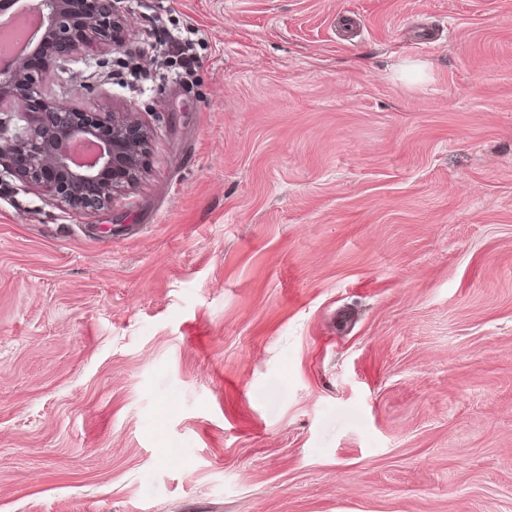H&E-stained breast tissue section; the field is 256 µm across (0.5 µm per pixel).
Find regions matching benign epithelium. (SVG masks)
<instances>
[{"label": "benign epithelium", "instance_id": "1", "mask_svg": "<svg viewBox=\"0 0 512 512\" xmlns=\"http://www.w3.org/2000/svg\"><path fill=\"white\" fill-rule=\"evenodd\" d=\"M72 2L36 0L40 29L9 65L0 66V110H13L17 121L13 134L0 131V167L44 191L51 203L88 214L138 181L152 132L127 112L80 109L48 91L61 62L91 48L110 51L127 32L120 0H84L79 16ZM81 142L95 146L88 162L73 153Z\"/></svg>", "mask_w": 512, "mask_h": 512}]
</instances>
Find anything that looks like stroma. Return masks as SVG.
Here are the masks:
<instances>
[{"label": "stroma", "instance_id": "35a3bbf8", "mask_svg": "<svg viewBox=\"0 0 512 512\" xmlns=\"http://www.w3.org/2000/svg\"><path fill=\"white\" fill-rule=\"evenodd\" d=\"M126 6L50 84L142 180L0 179V512H512V0Z\"/></svg>", "mask_w": 512, "mask_h": 512}]
</instances>
